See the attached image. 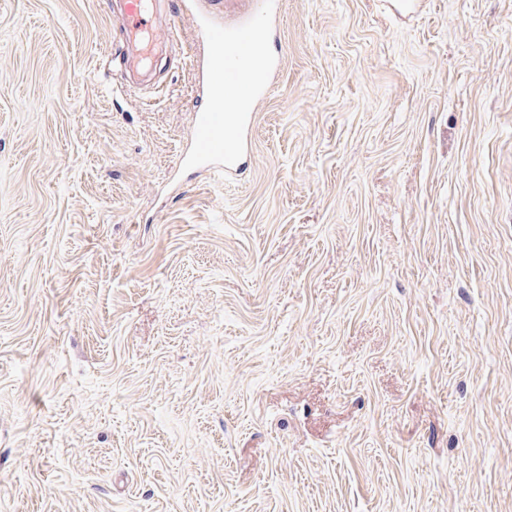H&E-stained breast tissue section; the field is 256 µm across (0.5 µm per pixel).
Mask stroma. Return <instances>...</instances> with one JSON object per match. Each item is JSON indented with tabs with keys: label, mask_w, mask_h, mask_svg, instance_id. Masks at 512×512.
Segmentation results:
<instances>
[{
	"label": "stroma",
	"mask_w": 512,
	"mask_h": 512,
	"mask_svg": "<svg viewBox=\"0 0 512 512\" xmlns=\"http://www.w3.org/2000/svg\"><path fill=\"white\" fill-rule=\"evenodd\" d=\"M158 13L0 0V512H512V0H283L233 178ZM156 2L152 0H125L124 32L125 43L131 47L132 59L137 64L144 63L153 52L157 43H173L174 35L169 25L165 29L153 25V13Z\"/></svg>",
	"instance_id": "1"
}]
</instances>
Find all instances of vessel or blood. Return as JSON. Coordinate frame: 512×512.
Masks as SVG:
<instances>
[{
	"label": "vessel or blood",
	"mask_w": 512,
	"mask_h": 512,
	"mask_svg": "<svg viewBox=\"0 0 512 512\" xmlns=\"http://www.w3.org/2000/svg\"><path fill=\"white\" fill-rule=\"evenodd\" d=\"M123 6L125 42L136 63H144L156 44L173 41L172 28L153 24L154 0H124ZM279 8L280 0H252L250 10L231 25L197 14L208 52L197 63L200 102L193 115L194 141L181 153L184 165L239 174L254 108L267 89L270 62L263 47Z\"/></svg>",
	"instance_id": "b4317fda"
}]
</instances>
